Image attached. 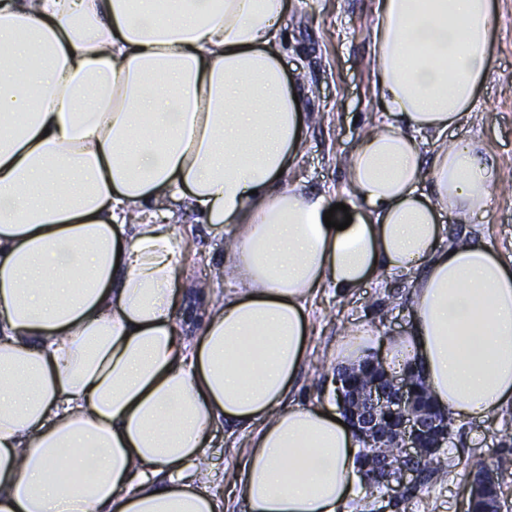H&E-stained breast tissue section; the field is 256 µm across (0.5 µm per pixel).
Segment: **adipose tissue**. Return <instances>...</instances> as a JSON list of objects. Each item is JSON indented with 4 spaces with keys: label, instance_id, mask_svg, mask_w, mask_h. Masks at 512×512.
I'll return each instance as SVG.
<instances>
[{
    "label": "adipose tissue",
    "instance_id": "obj_1",
    "mask_svg": "<svg viewBox=\"0 0 512 512\" xmlns=\"http://www.w3.org/2000/svg\"><path fill=\"white\" fill-rule=\"evenodd\" d=\"M287 0H0V512H224L187 483L215 423L249 431L245 512H346L359 443L327 402L289 403L307 304L409 275L411 327L347 329L333 366L421 368L457 422L512 403V262L443 244L440 213L486 215L494 164L444 141L494 59V0H374L372 82L390 122L347 158L358 210L288 183L306 135L281 62ZM440 137L424 158L419 137ZM429 191H422V184ZM211 232L238 283L199 327L174 311L185 246L170 199ZM92 486L53 473L61 449Z\"/></svg>",
    "mask_w": 512,
    "mask_h": 512
}]
</instances>
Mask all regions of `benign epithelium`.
<instances>
[{
  "instance_id": "benign-epithelium-1",
  "label": "benign epithelium",
  "mask_w": 512,
  "mask_h": 512,
  "mask_svg": "<svg viewBox=\"0 0 512 512\" xmlns=\"http://www.w3.org/2000/svg\"><path fill=\"white\" fill-rule=\"evenodd\" d=\"M343 414L356 438L373 449V469L364 476L384 484L396 482L390 490L397 494L416 483L415 462L421 455V440L436 433L439 421L418 408L405 380L392 377L387 386H368ZM390 441L397 443L399 450L394 463L379 452Z\"/></svg>"
}]
</instances>
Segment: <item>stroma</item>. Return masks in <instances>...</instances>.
<instances>
[{
  "instance_id": "1",
  "label": "stroma",
  "mask_w": 512,
  "mask_h": 512,
  "mask_svg": "<svg viewBox=\"0 0 512 512\" xmlns=\"http://www.w3.org/2000/svg\"><path fill=\"white\" fill-rule=\"evenodd\" d=\"M499 24L490 75L481 87L472 115L450 128L449 140L475 141L492 156L497 185L483 223L459 224L448 215L439 223L444 242L481 238L512 259V0H495ZM372 0H299L280 21L285 51L281 64L289 78L305 89L308 132L292 172V182L326 195L335 205L334 218L344 221L343 206L352 205L347 191L344 158L364 124L384 121L371 82ZM170 224L186 244L184 277L206 282L220 301L233 291L231 275L221 274L223 238L207 233L181 202L170 201ZM408 278L388 275L367 281L358 295L343 298L326 291L308 308L311 336L308 353L291 395L293 401L313 399L323 388V353L337 343L344 326L364 324L385 336L404 334L410 324ZM248 439L245 430L218 424L202 459L212 471V486L224 490ZM512 457V405L495 417L455 423L440 460L447 470L418 488L409 502L377 493L383 512H467L460 484L469 482L480 462Z\"/></svg>"
}]
</instances>
